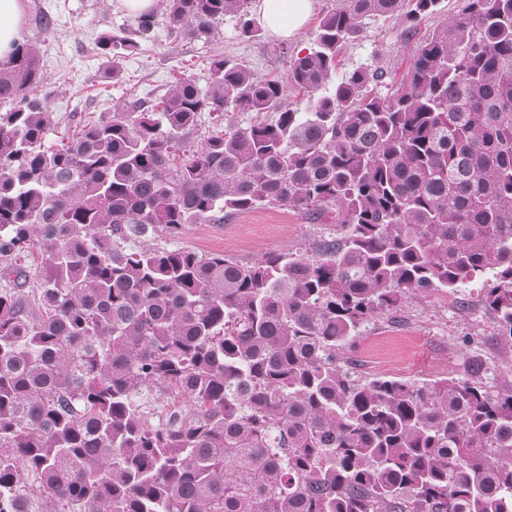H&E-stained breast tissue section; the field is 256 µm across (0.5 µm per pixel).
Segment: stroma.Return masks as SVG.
I'll use <instances>...</instances> for the list:
<instances>
[{
	"instance_id": "35a3bbf8",
	"label": "stroma",
	"mask_w": 512,
	"mask_h": 512,
	"mask_svg": "<svg viewBox=\"0 0 512 512\" xmlns=\"http://www.w3.org/2000/svg\"><path fill=\"white\" fill-rule=\"evenodd\" d=\"M54 16L50 31L41 33L25 20L29 40L40 49L47 104L56 122L48 144L60 145L75 136L80 123L110 111L113 104L131 102L146 94H163L176 79L203 76L211 55L246 61L254 74H286L288 63L272 57L276 39L262 33L241 41L237 21L224 18L210 38L170 34L159 23L157 40L146 51L124 63L120 78L104 72L95 53L99 35L124 34L136 25L121 0H35ZM465 0H445L442 14L421 22L412 36L404 26L387 21L368 29L346 48L336 73L362 65L384 69L392 83H400L411 68L418 46L430 31L459 12ZM320 231L304 212L264 206L221 224H195L173 239L176 247L201 254L221 253L243 261L279 250L298 251ZM483 286L473 283L454 292L415 291L390 312L365 324L343 353L346 367L357 377L376 375L402 380H428L447 374L465 376L471 362H481L486 383L512 392V357L500 345L492 313L482 302Z\"/></svg>"
}]
</instances>
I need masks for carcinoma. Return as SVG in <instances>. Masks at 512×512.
Returning <instances> with one entry per match:
<instances>
[{
  "instance_id": "carcinoma-1",
  "label": "carcinoma",
  "mask_w": 512,
  "mask_h": 512,
  "mask_svg": "<svg viewBox=\"0 0 512 512\" xmlns=\"http://www.w3.org/2000/svg\"><path fill=\"white\" fill-rule=\"evenodd\" d=\"M163 2L174 32L260 36L251 0ZM442 2L338 0L305 54L272 47L285 75L219 56L57 148L37 42L0 64V512H512V394L341 357L406 294L479 279L512 353V0H466L394 92L333 80L367 25ZM157 25L98 37L112 78ZM206 112L224 130L191 149ZM259 206L323 231L247 262L150 242Z\"/></svg>"
}]
</instances>
